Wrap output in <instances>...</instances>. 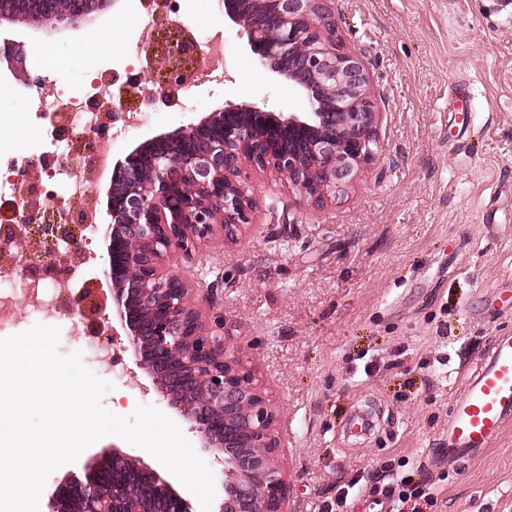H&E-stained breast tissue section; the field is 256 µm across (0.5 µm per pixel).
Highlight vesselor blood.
<instances>
[{
	"label": "vessel or blood",
	"mask_w": 512,
	"mask_h": 512,
	"mask_svg": "<svg viewBox=\"0 0 512 512\" xmlns=\"http://www.w3.org/2000/svg\"><path fill=\"white\" fill-rule=\"evenodd\" d=\"M512 424V334L493 336L477 370L448 414L445 443L449 459L494 447Z\"/></svg>",
	"instance_id": "obj_1"
}]
</instances>
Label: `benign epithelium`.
<instances>
[{
	"mask_svg": "<svg viewBox=\"0 0 512 512\" xmlns=\"http://www.w3.org/2000/svg\"><path fill=\"white\" fill-rule=\"evenodd\" d=\"M161 19L179 11L177 0H149ZM118 0H0V82L39 84L27 72L24 44L5 36L4 24L24 23L51 33L64 22L77 29L95 21ZM269 11L264 23L245 10V0H224V16L241 28L258 64L304 95L305 112H274L262 104H235L209 112L195 123L157 133L112 159L106 178L90 187L99 197L107 185L106 209L97 211L92 234L108 256L92 281L112 294V314H101L97 331L107 350L131 354L174 413L191 425L199 448L221 467L218 512H287L288 478L280 460L281 408L258 375L253 359L225 332L224 312L213 287L192 284L196 248L221 228L235 243L257 223L251 176L271 171L300 198L314 204L343 190L358 171L382 156L373 78L360 57L340 45L331 0H253ZM162 56L168 69L146 79L145 98L166 99L193 84L179 59L196 48L167 35ZM112 107L109 125L85 146L92 167L110 125L122 120ZM32 187L15 205L0 252L21 266L47 243L37 224L39 197ZM61 222L52 232L63 239L57 262L42 277L79 273L90 237L75 227L80 212L60 203ZM44 512H192L170 479L118 448L81 475H70L47 493Z\"/></svg>",
	"mask_w": 512,
	"mask_h": 512,
	"instance_id": "obj_1",
	"label": "benign epithelium"
}]
</instances>
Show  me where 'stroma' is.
Returning a JSON list of instances; mask_svg holds the SVG:
<instances>
[{"label":"stroma","mask_w":512,"mask_h":512,"mask_svg":"<svg viewBox=\"0 0 512 512\" xmlns=\"http://www.w3.org/2000/svg\"><path fill=\"white\" fill-rule=\"evenodd\" d=\"M504 0H334L344 48L373 76L384 161L365 166L336 197L300 203L273 174L252 178L258 225L240 243L222 233L201 244L202 285L215 296L231 335L256 357L283 411L282 464L288 512H332L350 484L348 512H370L388 469L424 483L421 512H512V425L471 459L443 456L448 409L512 313L488 303L512 286V11ZM191 37L224 33L225 74L196 76L169 101L141 96L123 105L141 119L109 135L119 155L132 143L198 120L225 101L302 112L305 99L244 48L217 0H178ZM146 0H119L95 25L52 34L21 26L26 46L51 47L57 72L31 76L80 89L82 57L96 56L105 79L126 81L125 43ZM51 116L13 114L0 123L11 155L45 156ZM111 366L94 373L114 388L107 410H165L156 394L125 398ZM157 460L117 436L53 471L54 489L112 448Z\"/></svg>","instance_id":"stroma-1"}]
</instances>
